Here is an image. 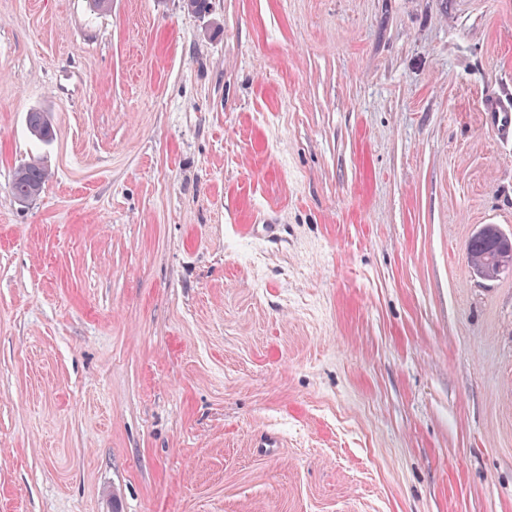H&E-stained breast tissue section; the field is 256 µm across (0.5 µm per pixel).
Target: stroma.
I'll list each match as a JSON object with an SVG mask.
<instances>
[{"instance_id":"35a3bbf8","label":"stroma","mask_w":512,"mask_h":512,"mask_svg":"<svg viewBox=\"0 0 512 512\" xmlns=\"http://www.w3.org/2000/svg\"><path fill=\"white\" fill-rule=\"evenodd\" d=\"M493 97L512 0H0V512H512ZM27 125L30 132L41 141L48 142L53 138L54 131L45 112H29ZM49 177L47 169L37 161L29 162L18 169L11 185L12 195L19 202L39 196ZM466 250L468 257L474 258L480 256L485 261L486 265H496L495 260L501 258L503 255L501 252L491 247L485 236H481V234L477 235V233L469 240ZM471 265L474 266L476 273L485 280L496 279L498 277L496 273L498 272H511L510 269H504L502 265H496L494 271L489 273L473 259Z\"/></svg>"}]
</instances>
